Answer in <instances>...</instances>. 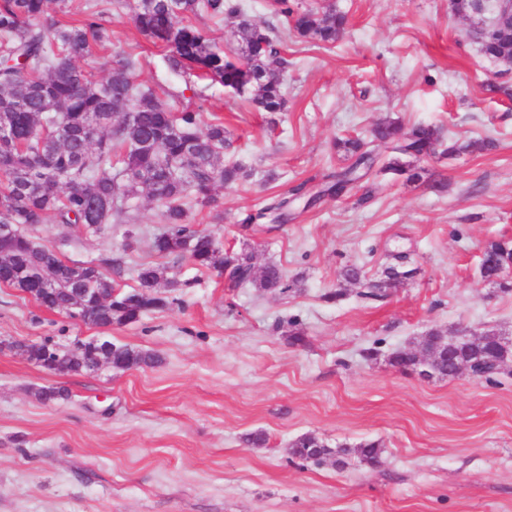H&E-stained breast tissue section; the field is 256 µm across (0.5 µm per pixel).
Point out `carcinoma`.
<instances>
[{
	"label": "carcinoma",
	"mask_w": 512,
	"mask_h": 512,
	"mask_svg": "<svg viewBox=\"0 0 512 512\" xmlns=\"http://www.w3.org/2000/svg\"><path fill=\"white\" fill-rule=\"evenodd\" d=\"M68 0H0V124L11 131L0 138V225L21 227L42 224L48 217L55 223L76 226L89 235L101 233L108 224H120L132 199L146 197L161 207L163 230L155 235L152 251L160 257L186 259L205 269H227L233 288L251 285L264 292L290 288L283 270L269 263L257 270L254 255L247 251L222 249L212 236L188 220L191 208L202 212L214 203L216 187L232 184L246 176L238 165L224 164V123L200 128L198 113L174 112L152 89L135 81L138 60H118L101 81L79 66L106 39L94 3L85 4L84 19L64 25L51 17L53 7L63 8ZM278 11L299 37L331 45L342 35L346 15L329 6L294 13L289 0H275ZM135 27L146 38L169 50L168 61L175 72L193 71L197 77L219 84L243 96L263 112L286 109L280 68L281 57L273 29L243 17L234 0H136L130 6ZM207 14L219 20L239 19V55L230 57L198 27L179 19L181 15ZM481 51L490 59L512 69V32L488 23L476 31ZM442 133L428 123L404 129L401 123L384 120L371 130V138L345 139L338 146L355 157L354 162L328 176V180L306 200L313 205L325 195L340 197L365 179L376 163L369 145L376 142L392 149L395 157L384 170L421 177L411 160L438 154ZM300 188L257 209L248 219L263 224L279 221L294 210ZM512 267V246L496 241L488 244L479 272L485 281L497 282L503 291L512 283L501 278ZM414 270L390 266L384 278L368 280L362 268L348 265L342 279L363 284L361 296L377 300L388 296L399 277H412ZM138 285L126 290L112 283L96 266L76 270L64 262L51 246L32 245L21 231L0 241V285L15 288H51L57 297L46 308L61 311L73 288H110L114 301L142 297L145 302L107 313L87 298L84 322L105 327L133 323L150 311L165 308L170 291L181 286L165 277L161 265L144 263ZM114 367L126 370L155 367L161 359L126 345H112ZM324 448L312 434L294 440L289 453L311 458L310 449ZM357 455L378 465L382 448L375 440L336 451Z\"/></svg>",
	"instance_id": "carcinoma-1"
}]
</instances>
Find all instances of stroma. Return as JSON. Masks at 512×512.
Returning a JSON list of instances; mask_svg holds the SVG:
<instances>
[{
    "instance_id": "obj_1",
    "label": "stroma",
    "mask_w": 512,
    "mask_h": 512,
    "mask_svg": "<svg viewBox=\"0 0 512 512\" xmlns=\"http://www.w3.org/2000/svg\"><path fill=\"white\" fill-rule=\"evenodd\" d=\"M97 2L107 40L82 67L100 79L133 55L138 83L164 88L172 110L198 112L204 127L223 121L224 161L249 175L217 187L189 220L257 265L278 264L293 288L232 289L217 271L159 258L150 243L160 209L143 198L90 238L46 219L34 234L62 260L106 264L125 288L141 264L161 262L180 286L168 307L104 329L0 285V339L67 346L105 335L161 360L53 374L0 352V512H512V367L489 381H424L390 363L433 329L512 336V292L479 274L484 247L512 241V100L485 89L512 85V71L482 54V15H456L450 0H291L297 11L329 3L347 13L344 36L323 46L296 38L272 0H243L289 61L287 109L269 114L172 71L129 9ZM387 118L436 125L465 149L418 160L415 182L383 171L391 154L380 151L362 184L367 202L354 191L284 224L241 227L246 213L347 166L335 139L369 138ZM482 139L493 148L468 150ZM439 179L445 192L432 188ZM399 252L418 272L385 299L343 285L344 266L377 278ZM294 329L304 345L292 344ZM44 388L66 396L41 401ZM254 432L263 447L245 444ZM305 434L332 449L379 441L382 462L291 457Z\"/></svg>"
}]
</instances>
